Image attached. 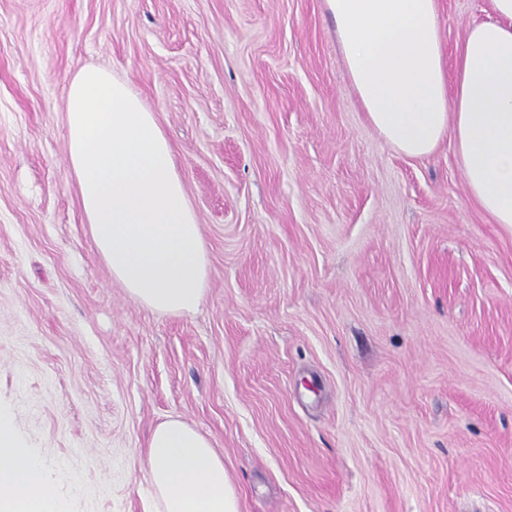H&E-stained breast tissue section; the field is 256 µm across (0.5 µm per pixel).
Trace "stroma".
<instances>
[{
  "instance_id": "1",
  "label": "stroma",
  "mask_w": 512,
  "mask_h": 512,
  "mask_svg": "<svg viewBox=\"0 0 512 512\" xmlns=\"http://www.w3.org/2000/svg\"><path fill=\"white\" fill-rule=\"evenodd\" d=\"M490 0H438L446 60ZM154 112L210 265L197 311L113 281L69 79ZM0 411L66 512H149L151 431L207 435L239 512H512V226L451 138L370 126L324 0H0Z\"/></svg>"
}]
</instances>
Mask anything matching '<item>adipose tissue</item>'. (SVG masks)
<instances>
[{
	"label": "adipose tissue",
	"instance_id": "adipose-tissue-1",
	"mask_svg": "<svg viewBox=\"0 0 512 512\" xmlns=\"http://www.w3.org/2000/svg\"><path fill=\"white\" fill-rule=\"evenodd\" d=\"M351 85L371 127L410 158L452 135L470 197L512 225V0H491L446 62L438 0H325ZM70 174L98 253L135 301L163 314L198 308L209 279L198 216L154 113L129 85L87 67L70 80ZM146 475L155 512H239L211 440L188 423H159ZM0 512H61L41 458L0 414Z\"/></svg>",
	"mask_w": 512,
	"mask_h": 512
}]
</instances>
